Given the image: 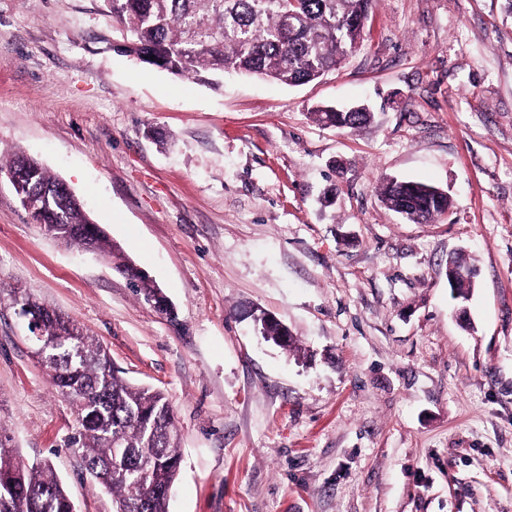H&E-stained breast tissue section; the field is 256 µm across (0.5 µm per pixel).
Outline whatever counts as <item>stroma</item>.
I'll return each instance as SVG.
<instances>
[{"label": "stroma", "mask_w": 512, "mask_h": 512, "mask_svg": "<svg viewBox=\"0 0 512 512\" xmlns=\"http://www.w3.org/2000/svg\"><path fill=\"white\" fill-rule=\"evenodd\" d=\"M116 39L102 0H0V159H38L121 252L50 237L0 172V428L17 456L50 460L77 512H112L23 338L29 295L168 397L169 512H512V0H378L361 46L295 87L209 86ZM356 104L374 118L355 130L315 116ZM390 177L447 190L450 216L389 210ZM454 253L478 272L463 320Z\"/></svg>", "instance_id": "35a3bbf8"}]
</instances>
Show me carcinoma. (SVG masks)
<instances>
[{"instance_id": "carcinoma-1", "label": "carcinoma", "mask_w": 512, "mask_h": 512, "mask_svg": "<svg viewBox=\"0 0 512 512\" xmlns=\"http://www.w3.org/2000/svg\"><path fill=\"white\" fill-rule=\"evenodd\" d=\"M376 0H112L105 7L119 32L121 52L175 76L211 83L226 72L269 77L288 86L311 82L336 68L363 38ZM319 121L358 128L371 120L365 108L317 110ZM14 173L16 194L40 195L38 224L57 225L69 244L112 256L115 246L91 223L84 205L59 178L16 154L0 165ZM386 206L428 224L450 212V199L416 181L388 179ZM145 301L161 291L132 274ZM38 317L40 334L55 343L45 364L52 385L71 400L78 428L73 445L88 472L112 494L113 512H168L169 492L181 456L166 395L122 376L106 349L72 320L31 296L14 298ZM74 503L48 461L28 467L0 438V512H74Z\"/></svg>"}]
</instances>
